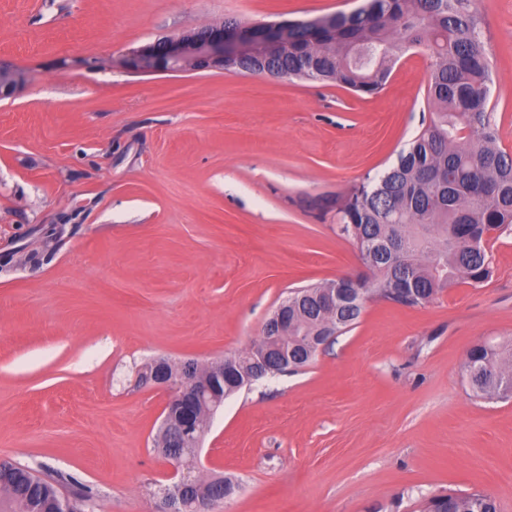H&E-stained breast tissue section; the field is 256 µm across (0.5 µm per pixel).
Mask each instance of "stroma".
<instances>
[{"label":"stroma","mask_w":512,"mask_h":512,"mask_svg":"<svg viewBox=\"0 0 512 512\" xmlns=\"http://www.w3.org/2000/svg\"><path fill=\"white\" fill-rule=\"evenodd\" d=\"M361 0H0V457L155 512L157 356L250 347L300 288L363 274L336 200L420 130L429 58L385 89L221 69L133 72L134 47L235 17L309 20ZM498 145L512 154V0H476ZM490 278L420 307L369 301L296 373L227 399L201 450L234 478L212 512H418L480 491L512 512V400L475 397L468 351L512 343V234Z\"/></svg>","instance_id":"1"}]
</instances>
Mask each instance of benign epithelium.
<instances>
[{"mask_svg": "<svg viewBox=\"0 0 512 512\" xmlns=\"http://www.w3.org/2000/svg\"><path fill=\"white\" fill-rule=\"evenodd\" d=\"M292 23L279 22L274 25H257L248 29L220 24L195 30L175 38L159 39L134 48L124 55L125 68L136 72H169L189 66L193 69L219 67L241 68L243 59L258 50L272 51L288 43ZM23 82L20 74L0 68V97L12 95ZM342 294L365 302L362 294L367 279L364 277L342 276L339 278ZM273 341L285 345L288 341V307L278 306L265 324V340L259 349L262 361H267ZM172 361L157 358L149 381L169 393V401L163 410L162 429L177 426L180 432V447L188 449V460L173 461L170 475L172 483L165 488L157 512H210L215 499L207 493L189 495L186 493L188 471L201 473L203 435L213 417L224 408V398L214 395L203 370L209 364L194 361L180 363L178 376L169 373ZM208 400L211 410L205 422L186 409L191 400Z\"/></svg>", "mask_w": 512, "mask_h": 512, "instance_id": "benign-epithelium-1", "label": "benign epithelium"}]
</instances>
